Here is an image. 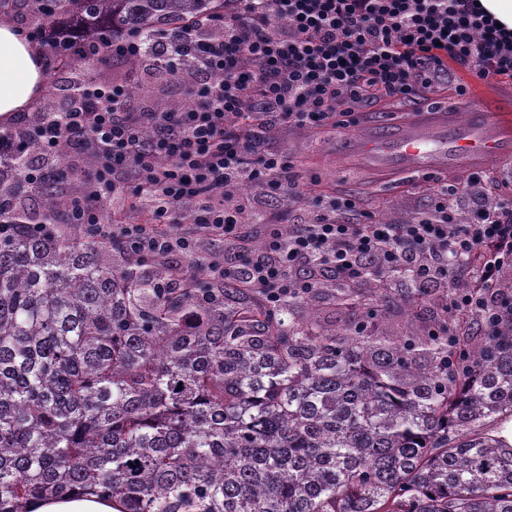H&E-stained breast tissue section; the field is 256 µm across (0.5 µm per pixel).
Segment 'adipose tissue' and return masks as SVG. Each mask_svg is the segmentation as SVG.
<instances>
[{
  "label": "adipose tissue",
  "mask_w": 512,
  "mask_h": 512,
  "mask_svg": "<svg viewBox=\"0 0 512 512\" xmlns=\"http://www.w3.org/2000/svg\"><path fill=\"white\" fill-rule=\"evenodd\" d=\"M44 83L39 56L12 27L0 26V123L25 111Z\"/></svg>",
  "instance_id": "adipose-tissue-1"
}]
</instances>
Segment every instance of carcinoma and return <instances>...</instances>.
<instances>
[{"label":"carcinoma","instance_id":"cac0c4a2","mask_svg":"<svg viewBox=\"0 0 512 512\" xmlns=\"http://www.w3.org/2000/svg\"><path fill=\"white\" fill-rule=\"evenodd\" d=\"M219 14L224 0H0V25L43 35L48 76L31 118L0 128L21 142L0 157V512L76 491L120 512H512V444L490 428L512 418V333L448 310L477 293L481 255L448 260L468 270L456 288L374 259L364 292L313 270L314 288L271 306L243 279L58 223L87 189L78 166L31 184L35 127L112 83L97 69L110 44L140 41L133 67L171 47L179 78L224 38ZM396 279L433 320L387 326ZM325 298L347 319L325 323Z\"/></svg>","mask_w":512,"mask_h":512}]
</instances>
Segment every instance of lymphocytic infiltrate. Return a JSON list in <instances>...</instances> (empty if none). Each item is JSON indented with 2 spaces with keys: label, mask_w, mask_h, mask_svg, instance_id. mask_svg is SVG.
Here are the masks:
<instances>
[{
  "label": "lymphocytic infiltrate",
  "mask_w": 512,
  "mask_h": 512,
  "mask_svg": "<svg viewBox=\"0 0 512 512\" xmlns=\"http://www.w3.org/2000/svg\"><path fill=\"white\" fill-rule=\"evenodd\" d=\"M452 63L482 81H512V34L477 0H224V39L201 67L223 72L224 80L209 84L191 111L133 115L123 85L89 83L79 91L85 107L38 134L45 148L93 144L101 157L88 177L91 194L71 200L67 223L94 227L141 256L184 259L196 250L191 237L174 231L183 201L199 203L201 231L230 237L244 215L224 199L240 176L267 180L274 190L289 186L287 154L265 149L257 128L322 129L337 117L347 127L358 104L435 92V77ZM148 126L154 136L145 146ZM129 170L144 177L152 220L105 224L100 204L124 195L119 175ZM461 190L437 187L431 208L405 224L345 223L339 216L355 203L335 199L330 212L297 225L289 241L270 231L267 258L213 272L243 277L272 301L309 288V266L353 283L362 260L375 256L383 269L405 267L427 282L447 277L449 256L480 250L486 296L457 297L450 307L496 325L511 321L512 296L499 285L503 267L512 266V196L477 207L463 223L450 204Z\"/></svg>",
  "instance_id": "f902f5d3"
}]
</instances>
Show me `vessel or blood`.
Segmentation results:
<instances>
[{
	"mask_svg": "<svg viewBox=\"0 0 512 512\" xmlns=\"http://www.w3.org/2000/svg\"><path fill=\"white\" fill-rule=\"evenodd\" d=\"M339 159L381 177L498 166L512 161V118L479 104L463 122L444 108L426 107L393 127H365Z\"/></svg>",
	"mask_w": 512,
	"mask_h": 512,
	"instance_id": "vessel-or-blood-1",
	"label": "vessel or blood"
}]
</instances>
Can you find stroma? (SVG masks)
I'll list each match as a JSON object with an SVG mask.
<instances>
[{
  "mask_svg": "<svg viewBox=\"0 0 512 512\" xmlns=\"http://www.w3.org/2000/svg\"><path fill=\"white\" fill-rule=\"evenodd\" d=\"M109 67L128 86L137 88L138 94L131 105L135 112H150L162 103L181 100L189 89L182 79L148 68L132 69L120 60L110 62ZM460 84L467 85L469 94H481L485 109L512 114V96H500L499 83L475 80L464 68L452 65L448 68V79L442 83L439 93L414 101L396 100L362 107L359 120L363 123L399 120L406 113L435 104L448 107L449 111L459 116H466L469 111L468 101L455 103L449 96L451 88ZM355 133L352 127H330L320 131L294 126L267 129L264 133L267 146L286 150L294 159L293 188L274 193L264 182L255 180L236 186L232 191L233 200L252 212L262 214L263 223L243 225L234 238L236 247L233 250H225L221 238L204 236L198 240L199 251L207 259L222 266L240 264L242 248L263 242L267 224L296 225L311 222L321 211L317 203L321 195L329 199L345 195L356 197L358 210L343 216L344 221L353 224L367 215L382 223L403 224L417 213L427 210L432 202L430 182L407 176L382 180L354 167L337 168V150Z\"/></svg>",
  "mask_w": 512,
  "mask_h": 512,
  "instance_id": "1",
  "label": "stroma"
}]
</instances>
